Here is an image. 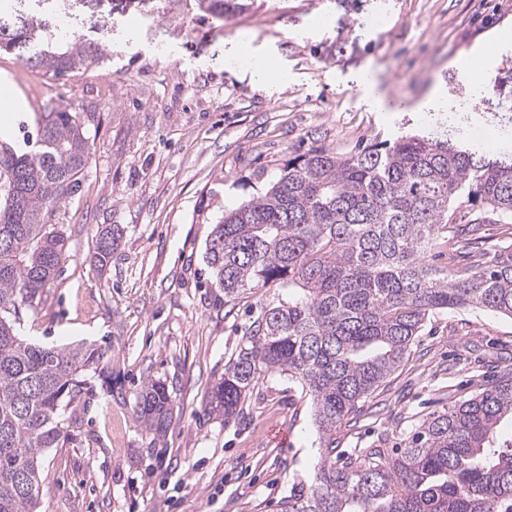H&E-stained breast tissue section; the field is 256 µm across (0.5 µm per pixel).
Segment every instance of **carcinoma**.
I'll use <instances>...</instances> for the list:
<instances>
[{"label": "carcinoma", "instance_id": "carcinoma-1", "mask_svg": "<svg viewBox=\"0 0 512 512\" xmlns=\"http://www.w3.org/2000/svg\"><path fill=\"white\" fill-rule=\"evenodd\" d=\"M125 10L136 0H33L39 11L0 10V50L56 77L100 59L102 45L57 36L50 18ZM228 16L240 0H202ZM89 161L81 122L52 108L24 155L0 147V512H37L40 456L73 439L91 378L111 361L96 344L38 346L16 328L67 258V238L47 223L76 194ZM512 220V160L438 136L376 142L351 156L323 149L288 161L260 198L215 225L206 258L224 302L258 288H288L265 311L208 395L228 424L253 386L277 371L311 400L321 433L319 468L285 512H512V376L432 413L396 448L336 455L337 425L396 369L438 311L476 307L512 317V244L489 265L448 271L429 258L458 244L457 223ZM123 228L99 231L98 261L118 250ZM172 396L147 382L136 417L167 431Z\"/></svg>", "mask_w": 512, "mask_h": 512}]
</instances>
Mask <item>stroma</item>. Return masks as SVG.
Returning <instances> with one entry per match:
<instances>
[{"instance_id": "1", "label": "stroma", "mask_w": 512, "mask_h": 512, "mask_svg": "<svg viewBox=\"0 0 512 512\" xmlns=\"http://www.w3.org/2000/svg\"><path fill=\"white\" fill-rule=\"evenodd\" d=\"M60 27L104 47L100 61L55 77L0 52V87L18 90L0 141L22 144L49 107L70 110L90 146L80 190L48 221L67 258L23 311L20 332L43 345L109 343L112 380L80 428L41 458L39 512H283L320 460L310 400L287 375L262 376L232 422L206 402L264 308L262 288L228 303L206 259L215 224L263 195L289 159L340 156L439 132L460 100L476 111L484 150L512 157V110L496 91L512 48L470 79L457 62L512 29V0H246L224 18L199 0H146ZM268 56L275 86L242 69ZM124 236L108 264L99 231ZM512 372V317L458 308L431 317L409 353L336 429L337 451L400 442L412 427ZM164 382L174 415L152 438L135 413L143 383ZM287 443H279V433Z\"/></svg>"}]
</instances>
